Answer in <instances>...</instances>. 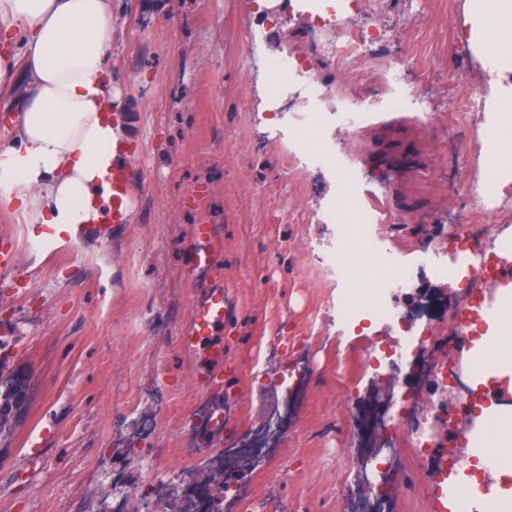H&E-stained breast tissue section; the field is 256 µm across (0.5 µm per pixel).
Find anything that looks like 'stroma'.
Returning <instances> with one entry per match:
<instances>
[{
	"instance_id": "35a3bbf8",
	"label": "stroma",
	"mask_w": 512,
	"mask_h": 512,
	"mask_svg": "<svg viewBox=\"0 0 512 512\" xmlns=\"http://www.w3.org/2000/svg\"><path fill=\"white\" fill-rule=\"evenodd\" d=\"M466 0H337L320 17L305 0H114L111 70L142 145L131 174L130 224L39 247L0 211V244L20 258L0 271V368L26 367L31 403L0 451V512H109L112 483L135 489L140 512H179L139 465L206 486L214 449L260 436L284 384L310 379L287 428L237 476L250 497L217 512H349L362 450L353 423L377 379L371 360L404 330L444 345L458 330L449 302L495 296L494 282L458 276L399 293V321L365 314L336 329L346 282L321 259L336 244L344 180L357 204L376 194L373 231L403 262L441 240L494 253L512 229V179L487 171L482 71L459 41ZM370 27L384 52L341 63L323 50ZM293 55L330 91L318 112L335 163L308 161L301 85L276 108L265 67ZM366 112L350 129L343 108ZM217 247L207 276L183 262L196 227ZM224 285L235 317L209 387L201 356L180 343L203 283ZM156 418L149 438L141 423ZM390 464L394 512H430L428 465L401 439Z\"/></svg>"
}]
</instances>
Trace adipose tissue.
I'll use <instances>...</instances> for the list:
<instances>
[{
  "instance_id": "obj_1",
  "label": "adipose tissue",
  "mask_w": 512,
  "mask_h": 512,
  "mask_svg": "<svg viewBox=\"0 0 512 512\" xmlns=\"http://www.w3.org/2000/svg\"><path fill=\"white\" fill-rule=\"evenodd\" d=\"M112 0H0V92L16 91V118L0 137V209L18 223L56 224L70 236L102 222L106 178L124 134L107 68ZM477 56L498 146L489 171H512V0H481L460 35ZM486 330L469 350V384L498 382L472 421L465 467L486 469L498 493L490 512H512V283L499 287Z\"/></svg>"
}]
</instances>
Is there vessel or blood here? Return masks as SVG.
Instances as JSON below:
<instances>
[{
  "label": "vessel or blood",
  "mask_w": 512,
  "mask_h": 512,
  "mask_svg": "<svg viewBox=\"0 0 512 512\" xmlns=\"http://www.w3.org/2000/svg\"><path fill=\"white\" fill-rule=\"evenodd\" d=\"M118 157L112 165L109 185L112 191V222L111 224L95 225L98 235L110 233L112 225L129 223L131 217L130 176L128 168L139 157L140 148L131 140L120 141L115 146ZM215 252L209 243L207 232H200L196 243L187 247L185 264L192 270L205 272L212 268ZM234 307L223 285H210L204 292L195 297L188 322L181 335V345L188 354H196L201 346H208L209 364L198 368L196 379L204 385L211 384L215 379L214 368L224 362V348L220 345H209L208 340L214 331L227 326L231 322ZM461 478L456 468L441 467L432 473L429 481L430 512H457L456 490Z\"/></svg>",
  "instance_id": "b4317fda"
}]
</instances>
